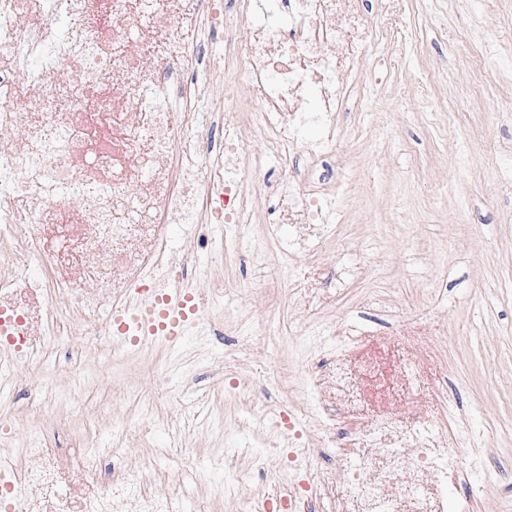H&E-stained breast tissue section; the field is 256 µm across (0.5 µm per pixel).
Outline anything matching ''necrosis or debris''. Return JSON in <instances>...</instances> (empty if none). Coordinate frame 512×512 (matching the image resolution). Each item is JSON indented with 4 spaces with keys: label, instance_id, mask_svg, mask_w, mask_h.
I'll return each mask as SVG.
<instances>
[{
    "label": "necrosis or debris",
    "instance_id": "4bbe7bcc",
    "mask_svg": "<svg viewBox=\"0 0 512 512\" xmlns=\"http://www.w3.org/2000/svg\"><path fill=\"white\" fill-rule=\"evenodd\" d=\"M336 0H0V354L44 370L50 355L75 365L73 324L102 332L98 312L116 314L143 295L179 286L185 267L167 258L172 224L224 227L242 238L253 221L246 184L263 180V158L241 131L274 146L281 179L268 234L282 258L317 251L339 230L336 198L346 181L316 180L312 162L331 156L338 115L353 95L341 73L357 74L362 53L385 50L337 25ZM169 22L159 27L158 15ZM239 58L256 105L224 124L212 89ZM317 134L305 138L306 125ZM43 227L32 235V227ZM41 265L34 276L16 253ZM118 283L114 293L89 283ZM66 298L61 313L54 297ZM336 391L301 392L287 422L310 417L322 449L348 472L342 489L309 476L289 508L324 512H473L475 481L494 482L512 463L490 462L451 400L431 417L348 423L366 400V381L386 379L383 356L358 365L354 386L341 360L318 359ZM0 417V512H178L148 496L142 472L126 469L119 448L89 432L70 447H49L35 432L28 447L5 441ZM457 441L444 445L447 432ZM81 481H73V471ZM464 487L448 501L441 490ZM37 487L34 496L23 495Z\"/></svg>",
    "mask_w": 512,
    "mask_h": 512
}]
</instances>
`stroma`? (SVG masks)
<instances>
[{"mask_svg": "<svg viewBox=\"0 0 512 512\" xmlns=\"http://www.w3.org/2000/svg\"><path fill=\"white\" fill-rule=\"evenodd\" d=\"M336 9L346 26L386 31L395 44L360 59L362 81L375 86L368 111L339 116L328 174L347 177L349 190L336 200L345 218L336 241L281 263L266 239L270 200L258 191L250 245L236 254L224 253L223 225L203 238L173 226L171 259L187 264L190 291L218 281L233 291L232 304L205 306L213 334L155 340L150 355L116 358L104 354L107 338L70 334L85 357L54 372L57 391L74 400L52 414L35 409L39 381L27 364L0 366L12 446L56 417L74 436L107 429L143 394L160 422L128 434L125 467L140 470L168 448L148 485L156 498L182 497L184 512H209L220 487L219 512H257L310 471L343 486L346 472L318 449L307 470L290 468L287 429L268 430L258 417L291 408L309 385L312 336L330 345L331 331L363 310L365 342L347 360L385 349L394 390L355 412L400 417L410 385L417 413H432L442 376H458L457 402L489 456L512 458V0H339ZM464 31L499 43L489 73L460 42ZM255 246L265 248V265L254 266ZM345 261L359 275L341 295L317 309L291 301L284 281L315 288ZM235 381L248 392H229Z\"/></svg>", "mask_w": 512, "mask_h": 512, "instance_id": "obj_1", "label": "stroma"}]
</instances>
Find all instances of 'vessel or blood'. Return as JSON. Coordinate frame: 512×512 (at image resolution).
Instances as JSON below:
<instances>
[{
    "mask_svg": "<svg viewBox=\"0 0 512 512\" xmlns=\"http://www.w3.org/2000/svg\"><path fill=\"white\" fill-rule=\"evenodd\" d=\"M194 294L178 289L164 297H153L145 303L126 309L113 317L115 330L125 331L127 323H135L145 334L174 342L181 338L188 321L196 314Z\"/></svg>",
    "mask_w": 512,
    "mask_h": 512,
    "instance_id": "vessel-or-blood-1",
    "label": "vessel or blood"
}]
</instances>
